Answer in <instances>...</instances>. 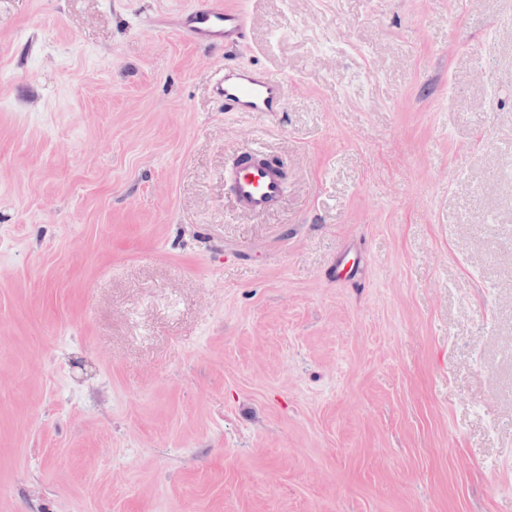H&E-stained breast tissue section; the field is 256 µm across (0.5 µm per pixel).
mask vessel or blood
I'll return each mask as SVG.
<instances>
[{
    "label": "vessel or blood",
    "instance_id": "b4317fda",
    "mask_svg": "<svg viewBox=\"0 0 512 512\" xmlns=\"http://www.w3.org/2000/svg\"><path fill=\"white\" fill-rule=\"evenodd\" d=\"M176 28L199 44L232 50L244 41L247 20L243 12L213 0L207 7L183 11ZM211 91L229 112H279L284 108L286 84L269 72L228 64L213 77ZM224 183L238 209L247 213L270 212L283 202L282 169L258 146L241 152L225 169Z\"/></svg>",
    "mask_w": 512,
    "mask_h": 512
}]
</instances>
